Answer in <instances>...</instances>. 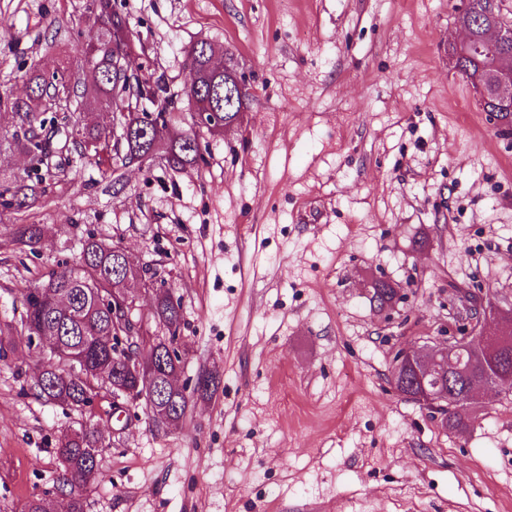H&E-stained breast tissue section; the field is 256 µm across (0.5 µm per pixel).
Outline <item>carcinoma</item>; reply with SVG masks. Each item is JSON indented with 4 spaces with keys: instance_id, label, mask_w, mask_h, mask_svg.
<instances>
[{
    "instance_id": "1",
    "label": "carcinoma",
    "mask_w": 512,
    "mask_h": 512,
    "mask_svg": "<svg viewBox=\"0 0 512 512\" xmlns=\"http://www.w3.org/2000/svg\"><path fill=\"white\" fill-rule=\"evenodd\" d=\"M86 14L99 25L93 36H85L80 28L72 29L74 40L81 44L80 58L76 66L61 65L52 76L33 66L24 73L28 87L26 97H13L9 91L0 93V110L8 112L10 125L0 124V157L14 153H37L42 158L52 154L57 119L54 109L60 107L58 93L69 95L89 109L105 108L124 114L125 125L133 129L134 137L124 143L112 141V131L86 119L72 122L76 137L72 145L79 153L87 155L102 168L103 175L112 177L110 160L121 165L139 159L146 162L150 144L158 141L165 147L167 159L174 169L198 166L204 157L196 147L197 133L194 125L179 129L181 122L175 112L174 101L165 97L161 105L152 111L138 109L139 100L164 92L160 85L152 87L132 69L130 74H121L117 69L118 58L133 59L132 33L125 17L113 6L112 0H87ZM190 70L197 75V88L190 96L207 109L211 103L210 89L224 90L223 66L235 69L237 64L231 52L219 47H204L194 44L187 53ZM89 70L90 85L74 78L75 72ZM52 171L33 170L24 177H15L0 182V198L7 197L14 203L15 213L48 196ZM44 228L41 224H18L13 233V242L19 250L31 253L40 246ZM116 246L89 237L81 243L78 259L72 264L59 266L20 292L22 307L20 326L0 323V359L8 358L18 344L13 337H25L26 347L32 346L31 336L38 335L42 328L53 329L56 340L52 360L35 377L34 389L38 397L73 408H80L87 394L100 395L105 391L115 394L121 390L127 397L135 399L133 391L138 383L139 372L156 371L161 375L173 373L176 365L170 359L165 366L157 365L159 357L155 349L165 347L163 341L156 347L146 348V340L129 334L125 314L112 311V305H102V300L122 295L129 282L141 277L129 255L116 254ZM370 288L376 298L377 307L383 309L392 304L396 290L385 280H374ZM183 313L179 302L165 293L156 295L154 308L146 315L147 324L167 329L169 335H177ZM470 375L482 378L488 356L465 352L462 357ZM199 385L191 393L167 395L171 403L169 415L177 422L185 420L196 398H210L219 383L212 380L208 370L196 376ZM458 400L449 394L448 407L438 410L446 421L447 429L463 433L478 421V415L464 407H457ZM102 439L94 429H71L62 434L55 449L59 464L58 489H71L67 501V512H84V500L75 488H85L99 481V448ZM21 512H53V506L45 497L33 495L21 507Z\"/></svg>"
}]
</instances>
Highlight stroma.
<instances>
[{"instance_id": "35a3bbf8", "label": "stroma", "mask_w": 512, "mask_h": 512, "mask_svg": "<svg viewBox=\"0 0 512 512\" xmlns=\"http://www.w3.org/2000/svg\"><path fill=\"white\" fill-rule=\"evenodd\" d=\"M147 79L188 112L186 51L233 52L251 100L237 129L199 131L205 164L163 158L120 183L74 150L37 253L0 209V320L95 236L182 306L183 370L220 390L176 427L143 402L76 411L37 397L42 350L0 360V512L55 492L60 433L97 426L86 512H512V395L458 435L391 383L404 346L455 334L460 298L512 304V135L448 67L460 0H114ZM85 0H0V88L73 46L50 20ZM402 298L373 310L364 283Z\"/></svg>"}]
</instances>
